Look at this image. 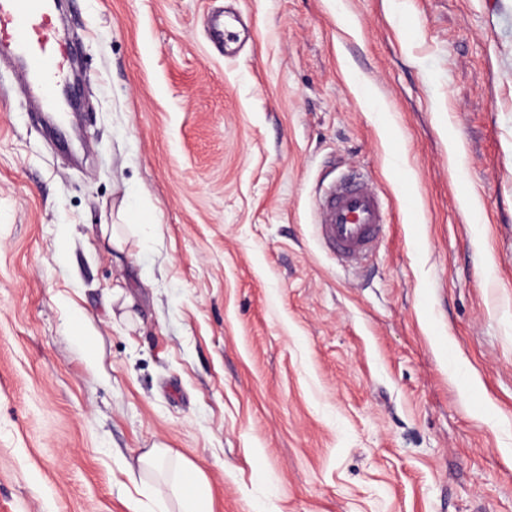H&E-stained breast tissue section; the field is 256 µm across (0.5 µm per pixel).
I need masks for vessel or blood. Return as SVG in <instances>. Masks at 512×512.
Returning <instances> with one entry per match:
<instances>
[{
  "mask_svg": "<svg viewBox=\"0 0 512 512\" xmlns=\"http://www.w3.org/2000/svg\"><path fill=\"white\" fill-rule=\"evenodd\" d=\"M4 50L16 59L20 78L36 95L41 111L65 120L55 88L76 49L61 36L51 0H0V52ZM384 222L380 195L367 180L341 178L317 202L316 233L348 264L367 258Z\"/></svg>",
  "mask_w": 512,
  "mask_h": 512,
  "instance_id": "b4317fda",
  "label": "vessel or blood"
}]
</instances>
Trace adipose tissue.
Segmentation results:
<instances>
[{"mask_svg":"<svg viewBox=\"0 0 512 512\" xmlns=\"http://www.w3.org/2000/svg\"><path fill=\"white\" fill-rule=\"evenodd\" d=\"M170 457L167 448H153L139 457L142 492L150 505L144 508L140 503H131V512H212L200 470L186 460L180 461L176 469H168Z\"/></svg>","mask_w":512,"mask_h":512,"instance_id":"ef3b65f1","label":"adipose tissue"}]
</instances>
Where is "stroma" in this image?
<instances>
[{
    "instance_id": "1",
    "label": "stroma",
    "mask_w": 512,
    "mask_h": 512,
    "mask_svg": "<svg viewBox=\"0 0 512 512\" xmlns=\"http://www.w3.org/2000/svg\"><path fill=\"white\" fill-rule=\"evenodd\" d=\"M63 8L72 123L0 65V512H129L153 447L212 512H512V0ZM347 173L358 267L313 229ZM315 229L323 243L347 264L367 258L379 240L385 212L371 181L343 177L317 201ZM118 218L127 224H103L100 227L103 238L107 241V244L118 252L123 253L125 251V245L128 241L125 227L130 226L128 214L120 209L118 211Z\"/></svg>"
}]
</instances>
